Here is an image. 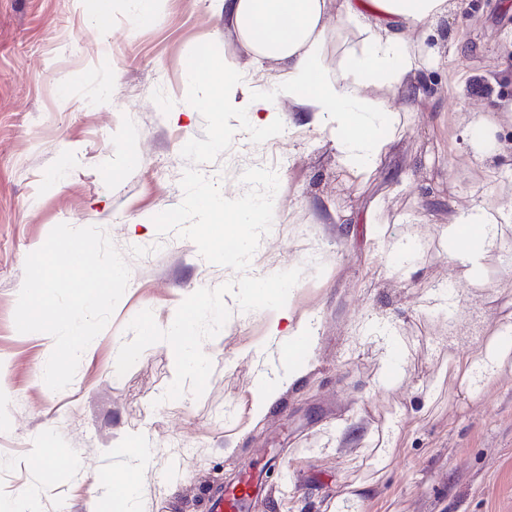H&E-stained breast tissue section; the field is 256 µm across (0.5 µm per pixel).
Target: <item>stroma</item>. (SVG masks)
I'll list each match as a JSON object with an SVG mask.
<instances>
[{
	"label": "stroma",
	"instance_id": "obj_1",
	"mask_svg": "<svg viewBox=\"0 0 512 512\" xmlns=\"http://www.w3.org/2000/svg\"><path fill=\"white\" fill-rule=\"evenodd\" d=\"M426 44L441 61L421 72L423 96L366 182L338 163L327 132L257 130L251 113L221 109V84L189 76L197 48L236 51L224 0H160L140 27L126 0L99 16L93 0H0V502L86 512L94 471L128 488L132 512H211L214 490L242 479L255 484L247 512H327L344 483L368 479L361 512H512V366L472 397L444 389L425 402L450 356L512 323L511 217L482 286L448 262L453 213L512 200V0H448ZM191 166L229 199L247 192L248 168L279 178L247 273L301 269L287 304L316 326L308 373L259 420L254 394L282 375L288 336L270 331V310L241 311L231 294L229 320L202 345L212 372L201 397L165 399L175 359L161 342L116 373L137 313L168 329L187 296L238 277L177 231H156ZM61 223L104 230L131 275L55 392L40 380L53 338L19 333L14 312L27 255ZM356 414L394 440L387 469L364 432L348 457L333 453ZM131 431L152 450L135 471L118 447ZM45 446L48 473L35 458Z\"/></svg>",
	"mask_w": 512,
	"mask_h": 512
}]
</instances>
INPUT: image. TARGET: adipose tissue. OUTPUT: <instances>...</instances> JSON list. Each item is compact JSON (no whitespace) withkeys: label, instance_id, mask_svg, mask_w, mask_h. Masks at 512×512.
<instances>
[{"label":"adipose tissue","instance_id":"adipose-tissue-1","mask_svg":"<svg viewBox=\"0 0 512 512\" xmlns=\"http://www.w3.org/2000/svg\"><path fill=\"white\" fill-rule=\"evenodd\" d=\"M448 0H224V36L235 40L242 58L222 59L202 46L188 65L196 79H217L227 102H234L244 59L279 71L274 98L258 94L248 103L262 127L281 118L327 131L345 168L371 176L394 141L399 111L421 97V48L441 19ZM356 27L358 42L335 65L324 61L332 20ZM400 109H393V102ZM500 218L484 207L459 211L448 225V260L470 284H479L485 260L500 250ZM288 326L286 376L294 381L307 359L294 349L306 339L310 319L280 307L271 331ZM512 358V327L498 328L469 352L448 361V382L469 393L472 375L492 373Z\"/></svg>","mask_w":512,"mask_h":512}]
</instances>
